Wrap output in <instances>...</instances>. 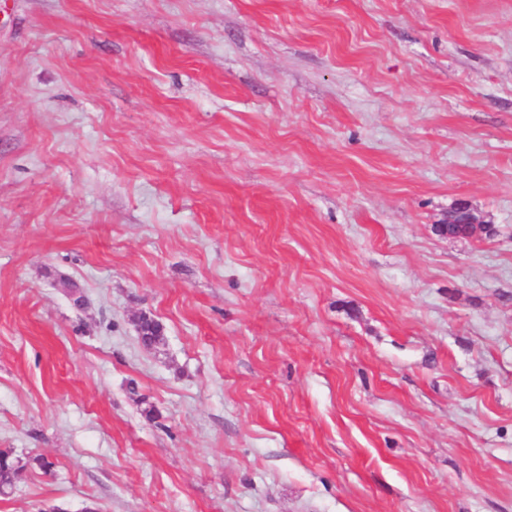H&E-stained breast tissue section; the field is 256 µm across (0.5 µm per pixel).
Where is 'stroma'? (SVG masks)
<instances>
[{
  "label": "stroma",
  "instance_id": "1",
  "mask_svg": "<svg viewBox=\"0 0 512 512\" xmlns=\"http://www.w3.org/2000/svg\"><path fill=\"white\" fill-rule=\"evenodd\" d=\"M0 451V512H512V0H0ZM25 466L20 461L15 460L9 453L0 452V484L1 486H10L16 480L22 478Z\"/></svg>",
  "mask_w": 512,
  "mask_h": 512
}]
</instances>
